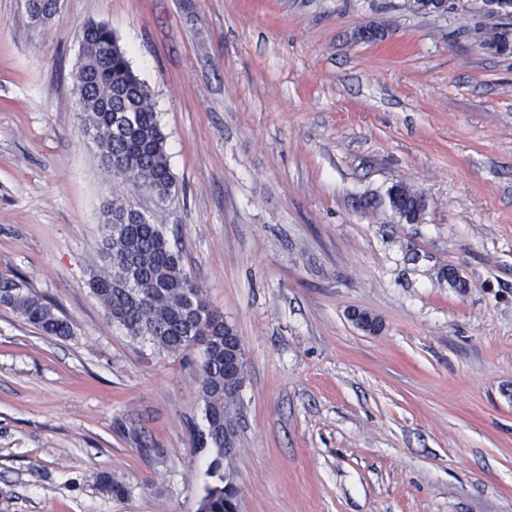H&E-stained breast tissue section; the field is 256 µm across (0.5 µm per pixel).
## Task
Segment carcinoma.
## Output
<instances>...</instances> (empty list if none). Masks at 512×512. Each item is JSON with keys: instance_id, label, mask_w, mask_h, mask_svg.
I'll return each instance as SVG.
<instances>
[{"instance_id": "cac0c4a2", "label": "carcinoma", "mask_w": 512, "mask_h": 512, "mask_svg": "<svg viewBox=\"0 0 512 512\" xmlns=\"http://www.w3.org/2000/svg\"><path fill=\"white\" fill-rule=\"evenodd\" d=\"M28 3L30 16L42 24L55 16L51 0ZM508 27L505 23L482 31L483 45L493 48ZM81 48L74 84L83 135L95 143L108 173L165 203L176 192V178L148 86L133 71L106 25L88 24L81 34ZM396 197V207L407 220H416L414 203L419 195L399 184ZM103 224L106 232L98 250L101 264L90 279V288L112 321L127 335L168 354L199 350L205 427L192 426L190 435L194 448L209 454L207 475L212 481L199 512H226L224 504L237 494L226 482L224 467V419L236 416L240 401L224 391V384L237 373L233 359L224 352V336L233 327L211 308L204 289L184 270L180 255L160 226L149 223L133 202L124 197L106 202ZM0 304L48 336L71 335V323L20 278L0 280ZM99 487L111 497L126 494L125 485L108 473L100 475Z\"/></svg>"}]
</instances>
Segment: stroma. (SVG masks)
I'll list each match as a JSON object with an SVG mask.
<instances>
[{
  "instance_id": "stroma-1",
  "label": "stroma",
  "mask_w": 512,
  "mask_h": 512,
  "mask_svg": "<svg viewBox=\"0 0 512 512\" xmlns=\"http://www.w3.org/2000/svg\"><path fill=\"white\" fill-rule=\"evenodd\" d=\"M91 22L150 90L166 203L80 133ZM497 22L483 0H62L40 26L0 0V277L73 327L0 305V512H197L209 483L192 356L127 336L89 287L115 196L241 340V512H512V53L478 36ZM0 304L48 336L71 335V323L55 312L54 305L33 294L22 279L0 280Z\"/></svg>"
}]
</instances>
